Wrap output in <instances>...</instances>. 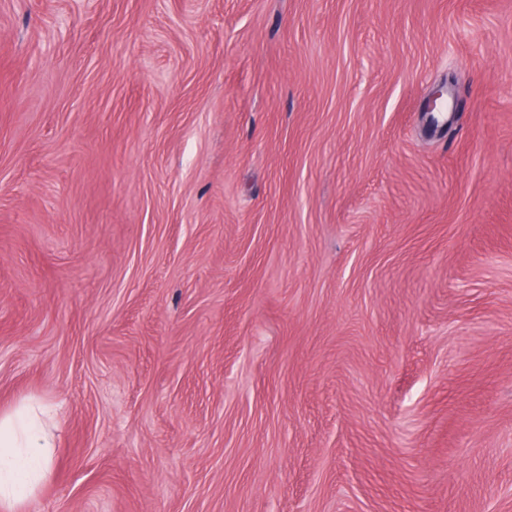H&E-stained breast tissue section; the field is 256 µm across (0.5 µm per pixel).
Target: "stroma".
Wrapping results in <instances>:
<instances>
[{"instance_id": "35a3bbf8", "label": "stroma", "mask_w": 512, "mask_h": 512, "mask_svg": "<svg viewBox=\"0 0 512 512\" xmlns=\"http://www.w3.org/2000/svg\"><path fill=\"white\" fill-rule=\"evenodd\" d=\"M29 398L17 512H512V0H0Z\"/></svg>"}]
</instances>
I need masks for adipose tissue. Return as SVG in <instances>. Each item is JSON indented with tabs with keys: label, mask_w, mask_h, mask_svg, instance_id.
Masks as SVG:
<instances>
[{
	"label": "adipose tissue",
	"mask_w": 512,
	"mask_h": 512,
	"mask_svg": "<svg viewBox=\"0 0 512 512\" xmlns=\"http://www.w3.org/2000/svg\"><path fill=\"white\" fill-rule=\"evenodd\" d=\"M52 436L31 408L0 415V512H14L48 472L54 458Z\"/></svg>",
	"instance_id": "obj_1"
}]
</instances>
